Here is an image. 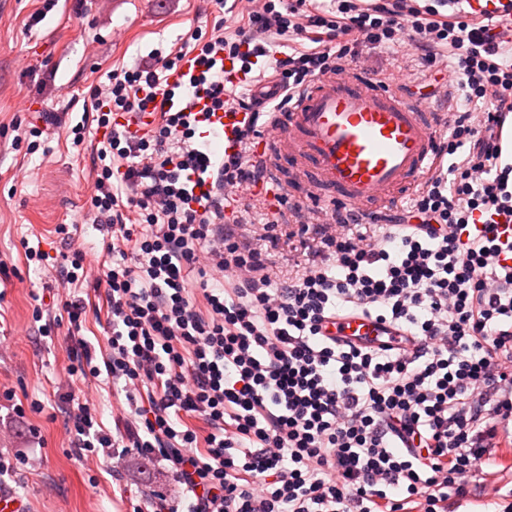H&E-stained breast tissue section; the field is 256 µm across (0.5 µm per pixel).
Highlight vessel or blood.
<instances>
[{"instance_id":"obj_1","label":"vessel or blood","mask_w":512,"mask_h":512,"mask_svg":"<svg viewBox=\"0 0 512 512\" xmlns=\"http://www.w3.org/2000/svg\"><path fill=\"white\" fill-rule=\"evenodd\" d=\"M249 120L242 111H219L203 123L206 140L220 139L238 151L236 131ZM439 115L423 99L381 87L360 72L327 75L302 92L289 111L274 113L268 135L256 138L251 153L265 175L253 195L275 199L281 186L276 169L291 170L313 202L359 211L383 209L395 190L412 191L435 170ZM328 333L356 342L389 335L385 325L347 313Z\"/></svg>"}]
</instances>
